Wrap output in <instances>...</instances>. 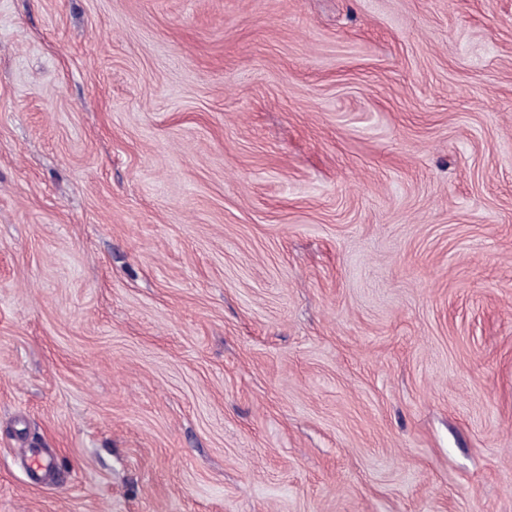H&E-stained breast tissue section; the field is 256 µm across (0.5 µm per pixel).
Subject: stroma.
Masks as SVG:
<instances>
[{
  "label": "stroma",
  "instance_id": "1",
  "mask_svg": "<svg viewBox=\"0 0 512 512\" xmlns=\"http://www.w3.org/2000/svg\"><path fill=\"white\" fill-rule=\"evenodd\" d=\"M0 512H512V0H0Z\"/></svg>",
  "mask_w": 512,
  "mask_h": 512
}]
</instances>
